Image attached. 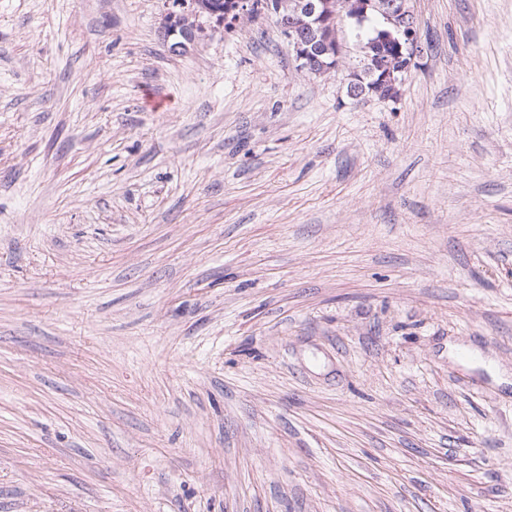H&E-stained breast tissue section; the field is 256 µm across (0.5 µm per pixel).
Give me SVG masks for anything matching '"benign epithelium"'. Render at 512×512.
Returning <instances> with one entry per match:
<instances>
[{
  "label": "benign epithelium",
  "instance_id": "obj_1",
  "mask_svg": "<svg viewBox=\"0 0 512 512\" xmlns=\"http://www.w3.org/2000/svg\"><path fill=\"white\" fill-rule=\"evenodd\" d=\"M268 10L279 15L278 26L300 70L314 75H331L341 69L346 42L340 36L338 26L331 24L336 17L333 0L317 3L312 0H270ZM371 16L391 25V29L381 31L380 42L395 45L405 64L393 69L377 57L366 69L371 75L381 72L380 81L384 83L401 84L421 53L411 0H361L360 9L347 13L340 20L341 24L348 23L353 29L364 26ZM162 21L168 49L176 54L186 51L204 37L208 23H221L224 18L209 9L207 0H163ZM345 85L349 98H366L358 70L349 71Z\"/></svg>",
  "mask_w": 512,
  "mask_h": 512
}]
</instances>
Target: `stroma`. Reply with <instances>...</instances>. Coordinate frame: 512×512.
I'll return each mask as SVG.
<instances>
[{
    "mask_svg": "<svg viewBox=\"0 0 512 512\" xmlns=\"http://www.w3.org/2000/svg\"><path fill=\"white\" fill-rule=\"evenodd\" d=\"M414 7L358 101L0 0V512H512V0Z\"/></svg>",
    "mask_w": 512,
    "mask_h": 512,
    "instance_id": "stroma-1",
    "label": "stroma"
}]
</instances>
